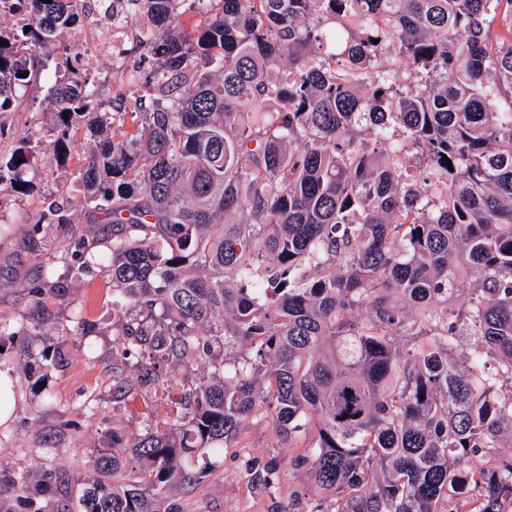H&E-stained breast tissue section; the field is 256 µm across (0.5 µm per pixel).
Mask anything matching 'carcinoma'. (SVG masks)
Listing matches in <instances>:
<instances>
[{
  "instance_id": "1",
  "label": "carcinoma",
  "mask_w": 512,
  "mask_h": 512,
  "mask_svg": "<svg viewBox=\"0 0 512 512\" xmlns=\"http://www.w3.org/2000/svg\"><path fill=\"white\" fill-rule=\"evenodd\" d=\"M75 2L0 0V112L60 59L0 196L81 121L112 222L35 293L105 268L121 396L211 358L162 424L97 450L80 512H158L261 409L313 448L289 461L310 512H512V0H123L153 65L121 112L63 41ZM132 461L147 480L115 481ZM17 486L6 512L52 489Z\"/></svg>"
}]
</instances>
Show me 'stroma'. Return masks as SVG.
I'll use <instances>...</instances> for the list:
<instances>
[{
    "mask_svg": "<svg viewBox=\"0 0 512 512\" xmlns=\"http://www.w3.org/2000/svg\"><path fill=\"white\" fill-rule=\"evenodd\" d=\"M93 20L67 33L84 63L82 75L97 86L103 108L116 110L128 95V83L112 60V28L103 16L102 0H88ZM55 63H48L39 81L28 88L12 111L0 116L5 134L0 150H10L17 138L37 133L44 119L48 90L55 81ZM70 157L58 167L52 150H45L29 178L30 195L0 197V323L20 327L34 304L30 286L45 267H61L78 241L110 237L111 225L85 204L78 173L85 163L88 140L83 128L70 133ZM58 202L73 217L72 224H47L41 216ZM125 306L112 294V283L101 266L76 282L68 296L50 307V320L37 336H0V372L15 382V409L0 424V507L9 508L17 493L12 478L52 475L53 491L42 499L43 512H77L85 483L96 476L95 449L112 444L113 432L132 433L144 426L147 405L163 393L179 397L202 373L208 360L173 371L169 388L153 384L125 399L113 393V371L121 361L112 326ZM96 325L85 336L75 315ZM40 356L63 348L62 365L26 369L20 348ZM28 354V355H29ZM304 440H287L272 417L250 419L223 454L210 458L196 485L166 487L163 503H179L182 512H307L314 491L306 469L290 459L307 455Z\"/></svg>",
    "mask_w": 512,
    "mask_h": 512,
    "instance_id": "stroma-1",
    "label": "stroma"
}]
</instances>
